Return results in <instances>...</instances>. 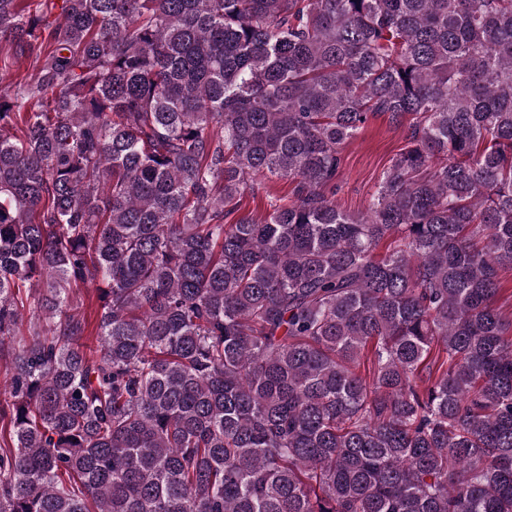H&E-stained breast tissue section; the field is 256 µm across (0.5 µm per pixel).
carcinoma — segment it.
Masks as SVG:
<instances>
[{
  "mask_svg": "<svg viewBox=\"0 0 512 512\" xmlns=\"http://www.w3.org/2000/svg\"><path fill=\"white\" fill-rule=\"evenodd\" d=\"M0 46V512H512V0H0ZM31 70L30 60L14 61L5 57L3 48L0 51V76L3 75V86L21 80ZM406 136L407 129L391 126L387 116L372 118L342 152L336 203L364 210L391 159L407 146ZM294 184L286 178L276 176L259 177L254 188H248L241 200L240 213L262 216L269 210L274 198L288 200L292 196Z\"/></svg>",
  "mask_w": 512,
  "mask_h": 512,
  "instance_id": "obj_1",
  "label": "carcinoma"
}]
</instances>
